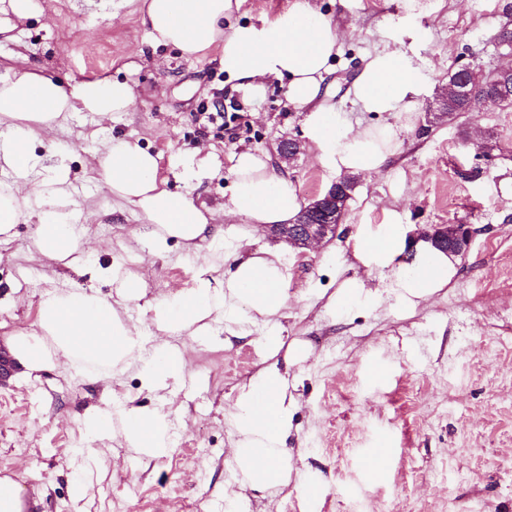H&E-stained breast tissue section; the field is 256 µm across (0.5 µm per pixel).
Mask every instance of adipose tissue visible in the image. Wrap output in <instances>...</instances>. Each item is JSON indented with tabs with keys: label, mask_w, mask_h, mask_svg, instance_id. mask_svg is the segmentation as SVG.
<instances>
[{
	"label": "adipose tissue",
	"mask_w": 512,
	"mask_h": 512,
	"mask_svg": "<svg viewBox=\"0 0 512 512\" xmlns=\"http://www.w3.org/2000/svg\"><path fill=\"white\" fill-rule=\"evenodd\" d=\"M239 7L240 0H141L139 20L154 46L174 47L183 57L197 58L219 47V63L244 98H261L269 79L286 81L289 101L307 111L308 145L329 176L381 173L398 137L395 124L357 130L325 103L329 61L339 52L332 21L310 0H293L286 11L261 24L225 26V17ZM422 82L409 58L387 48L364 60L352 95L360 111L397 115L413 111ZM134 97L132 85L107 74L62 83L20 52L0 68V245L12 240L17 224L32 225L43 259L80 277L107 278L116 289L112 297L76 284L46 290L36 329L5 341L26 378L62 365L89 383L105 384L135 366L146 384L158 389L168 379L187 376L178 346L151 344L139 325L121 315V306L146 300V276L121 263L104 269L90 265L88 227L72 221L81 203L73 195L71 170L47 166L44 158L69 114L109 119L130 111ZM159 160L138 137L111 136L80 174L107 188L146 225V232L127 235V252L147 245L161 254L172 240L193 250L223 239L225 217L242 218L257 232L267 224L291 223L300 210L293 182L267 155H235L231 193L214 207L193 194L211 176L213 155L183 167L180 191L169 189L167 178L160 176ZM410 231L400 214L389 210L383 223L360 225L352 237L355 258L369 273L391 279L394 299L404 309L445 288L455 269L454 257L421 242L411 269L401 271L396 259ZM220 259L223 279L205 266L190 288L147 300L152 324L166 335L198 337L217 322L235 326L242 335L263 323L270 327L269 351L278 352L279 319L291 277L285 250L275 246L250 255L244 245H228ZM293 411L288 379L276 367L263 368L239 390L231 417L236 432L232 454L241 483L265 489L289 484L292 467L284 440ZM84 429L94 438L120 434L128 447L149 458L164 456L173 446L171 413L161 406L149 412L121 403L94 407L84 415Z\"/></svg>",
	"instance_id": "ef3b65f1"
}]
</instances>
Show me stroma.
I'll list each match as a JSON object with an SVG mask.
<instances>
[{
  "label": "stroma",
  "instance_id": "1",
  "mask_svg": "<svg viewBox=\"0 0 512 512\" xmlns=\"http://www.w3.org/2000/svg\"><path fill=\"white\" fill-rule=\"evenodd\" d=\"M45 17L19 26L0 43V59L25 53L65 82L103 72L129 82V112L98 124L78 112L55 146L71 170L89 159L98 130L139 137L161 153L162 167L184 162L194 149L212 152L216 174L194 194L223 202L235 154L275 156L281 138H305L303 109L287 85L270 80L264 96L243 98L218 63V49L188 59L173 47L152 48L139 23L136 0L117 18L83 0H38ZM334 20L340 45L325 84L337 112L354 128L388 122L359 111L352 81L368 53L392 47L409 56L424 80L414 112L397 118L395 152L378 174L361 175L335 238L316 251L290 249L291 278L281 320L283 352L270 354L264 324L240 337L218 323L203 341L174 337L187 378L154 390L130 371L109 386L93 385L64 367L37 379L11 377L0 386V476L18 475L43 494L36 512H224V488L235 484L229 453L230 413L239 388L280 361L298 401L288 436L291 464L320 489L309 502L294 487L239 488L238 512H512V108L493 104L453 122L429 120L448 76L470 66L489 75L505 61L498 35L507 0H312ZM233 100L238 137L223 126L199 127L196 112ZM288 173L301 202L328 182L314 151L304 146ZM82 223L90 227L91 259L146 274L147 293L170 295L191 286L203 257L169 243L165 257L121 249L140 223L111 193L79 184ZM398 211L412 229L427 224H472L480 232L446 288L405 312L385 299L372 309H328L343 280L359 277L386 291L352 254L360 224H379ZM0 247V340L35 329L49 280L69 277L36 253L32 227L16 225ZM305 357L285 364L284 351ZM385 377L369 379L371 365ZM133 400L149 409L169 402L176 445L143 459L123 439L88 442L81 417L104 400ZM384 447L387 465L371 472L370 452Z\"/></svg>",
  "mask_w": 512,
  "mask_h": 512
}]
</instances>
